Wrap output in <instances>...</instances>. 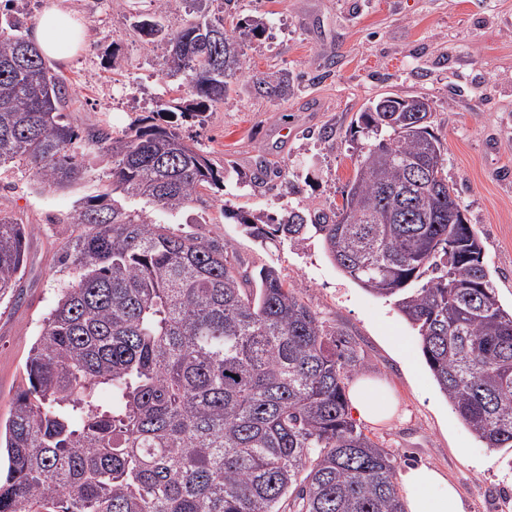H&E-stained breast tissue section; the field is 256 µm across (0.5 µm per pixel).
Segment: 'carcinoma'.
I'll return each instance as SVG.
<instances>
[{
  "mask_svg": "<svg viewBox=\"0 0 512 512\" xmlns=\"http://www.w3.org/2000/svg\"><path fill=\"white\" fill-rule=\"evenodd\" d=\"M134 24L180 76L163 112L204 123L232 99L264 21ZM288 94V72L252 77ZM69 85L15 23L0 24V168L66 187L84 157H112V193L164 212L198 204L224 169L172 126L138 118L121 137L66 119ZM421 97L369 101L342 205L313 215L240 213L260 243L322 236L361 287L396 298L440 390L469 429L512 448V311L482 244L448 195L447 158ZM109 193L82 202L61 262L72 278L44 320L0 435V512H404L391 454L351 419L355 346L328 329L273 265L241 274L228 244L177 234ZM31 224L0 214V296L20 287Z\"/></svg>",
  "mask_w": 512,
  "mask_h": 512,
  "instance_id": "obj_1",
  "label": "carcinoma"
}]
</instances>
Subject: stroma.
<instances>
[{
  "instance_id": "1",
  "label": "stroma",
  "mask_w": 512,
  "mask_h": 512,
  "mask_svg": "<svg viewBox=\"0 0 512 512\" xmlns=\"http://www.w3.org/2000/svg\"><path fill=\"white\" fill-rule=\"evenodd\" d=\"M85 25V44L54 61L67 80L71 122L105 125L113 135L158 110L172 82L163 60L134 28V17L157 11L158 0H11L12 20L32 31L51 2ZM225 24L262 17L265 31L247 50L249 74L234 99L204 123L173 114L224 169V188L210 207L152 218L180 234L224 239L240 269L274 265L330 329L342 332L364 359L360 376L386 385L398 402L380 423L360 421L383 443L397 468L423 465L453 482L468 512H512V449L474 436L441 392L420 339L393 300L346 278L321 236L302 245L260 244L234 214L329 211L342 203L356 157L349 128L369 100L385 93L424 96L448 158L469 224L504 308H512V0H212ZM287 71V96L255 95L251 75ZM111 161L91 160L81 183L48 189L22 165L0 168V211L35 227L22 286L0 296V422L10 415L30 349L71 279L58 261L68 219L85 197L109 182ZM288 175L249 181L260 168Z\"/></svg>"
}]
</instances>
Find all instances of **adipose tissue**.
I'll list each match as a JSON object with an SVG mask.
<instances>
[{
  "mask_svg": "<svg viewBox=\"0 0 512 512\" xmlns=\"http://www.w3.org/2000/svg\"><path fill=\"white\" fill-rule=\"evenodd\" d=\"M33 38L43 56L62 60L79 48L83 29L69 13L53 4L38 18ZM349 397L356 413L372 423L388 419L394 410L387 390L368 379L356 380ZM399 482L405 512H466L456 488L440 471L410 466L400 472Z\"/></svg>",
  "mask_w": 512,
  "mask_h": 512,
  "instance_id": "1",
  "label": "adipose tissue"
}]
</instances>
